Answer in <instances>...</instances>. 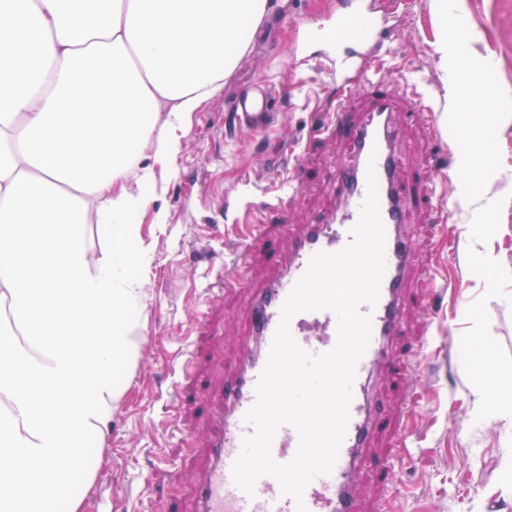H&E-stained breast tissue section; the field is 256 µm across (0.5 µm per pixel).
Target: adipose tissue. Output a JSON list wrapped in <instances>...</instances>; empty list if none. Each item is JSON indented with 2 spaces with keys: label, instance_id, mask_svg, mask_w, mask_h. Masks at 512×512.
Returning <instances> with one entry per match:
<instances>
[{
  "label": "adipose tissue",
  "instance_id": "ef3b65f1",
  "mask_svg": "<svg viewBox=\"0 0 512 512\" xmlns=\"http://www.w3.org/2000/svg\"><path fill=\"white\" fill-rule=\"evenodd\" d=\"M268 7L0 0V512H82L102 461L87 442L104 439L138 356L133 271L151 257L134 217L154 201L153 164L179 153Z\"/></svg>",
  "mask_w": 512,
  "mask_h": 512
}]
</instances>
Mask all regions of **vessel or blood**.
<instances>
[{
  "label": "vessel or blood",
  "instance_id": "b4317fda",
  "mask_svg": "<svg viewBox=\"0 0 512 512\" xmlns=\"http://www.w3.org/2000/svg\"><path fill=\"white\" fill-rule=\"evenodd\" d=\"M376 34V19L365 7L337 17L335 29L328 33L330 45L338 49L334 62L336 72L367 66L368 61L362 57L359 47L375 39ZM393 104L388 91H379L374 96L365 118L351 130L352 162L337 167L335 172L342 206L329 218L289 232L288 254L276 259L280 275L268 288L250 297L247 317L254 340L241 346L235 375L218 393L210 412L212 461L197 479L198 512H296L297 503L282 494L275 478L261 477L254 495L250 496L235 485L232 466L241 451L243 438L252 431L244 416L255 401V388L280 322L282 306L314 254L336 252L349 243L350 231L359 219L360 207L367 195V175L372 172L377 179L379 209L385 229L386 270L376 305L360 307L362 313L372 318V335L356 367L350 417L336 463L330 474L316 477L306 487L302 501L307 512H360L355 491L357 475L366 459L372 434L382 427L372 411L369 385L381 367L389 362L392 342L401 333L407 306L405 276L415 260L414 244L404 232L408 200L398 175L396 132L391 120ZM233 118L241 130L266 128L277 121L264 94L242 96L234 105ZM248 245V240H241L230 260L225 262V286L245 288L246 283L237 277L236 269ZM290 331L304 350L312 354L324 353L337 341V318L328 310L302 312L292 318ZM298 444L299 436L292 426L280 427L271 446L273 459L281 464L291 461Z\"/></svg>",
  "mask_w": 512,
  "mask_h": 512
}]
</instances>
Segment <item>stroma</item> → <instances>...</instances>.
Returning a JSON list of instances; mask_svg holds the SVG:
<instances>
[{"instance_id": "35a3bbf8", "label": "stroma", "mask_w": 512, "mask_h": 512, "mask_svg": "<svg viewBox=\"0 0 512 512\" xmlns=\"http://www.w3.org/2000/svg\"><path fill=\"white\" fill-rule=\"evenodd\" d=\"M390 18L382 34L375 80L394 93L399 175L407 186L433 187L445 198L460 235L440 234L418 208L408 230L418 243L406 274L411 303L398 367L385 369L374 397L396 428L376 436L379 464L390 467L388 487L364 470L359 490L369 512H512V479L503 470L502 418L512 412V204L486 210V200L512 182V0H452L435 14L432 0H377ZM352 0H271L248 53L222 91L191 113V131L169 165H156L154 209L138 216L140 239L152 262L139 277L145 293L128 333L142 339L130 386L112 416L85 512H196L194 484L210 460L207 410L235 370L250 339L242 311L249 292L222 289L224 271L211 256L230 250L247 214L241 198L257 186L272 202L258 209L265 244L247 257L250 290L267 287L279 269L270 250L287 251L284 224H308L332 214L337 193L329 172L351 156L341 134L318 135L336 109L334 80L321 73L328 53L319 29L335 26ZM448 52L435 51L440 33ZM313 43H306V35ZM483 77L500 106L496 124H480L482 102L470 76ZM460 96L444 109L443 82ZM375 80L349 72L346 123L360 121ZM272 85L270 106L280 121L259 132L231 124V107L247 91ZM486 143L495 159L479 191L451 165L458 150ZM296 145L304 172L294 190L285 149ZM162 210L164 223L154 221ZM491 352L504 393L474 424V401ZM179 391L172 399L171 391Z\"/></svg>"}]
</instances>
